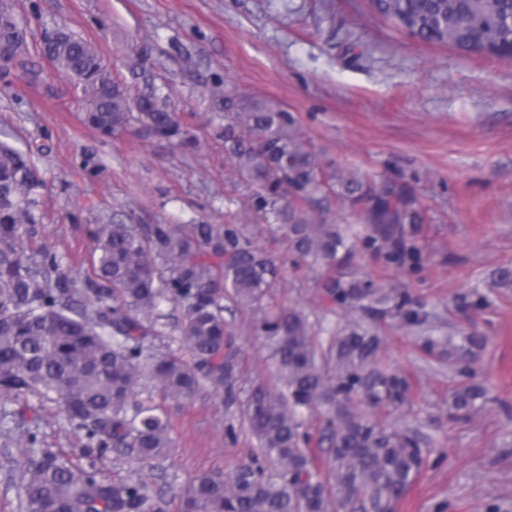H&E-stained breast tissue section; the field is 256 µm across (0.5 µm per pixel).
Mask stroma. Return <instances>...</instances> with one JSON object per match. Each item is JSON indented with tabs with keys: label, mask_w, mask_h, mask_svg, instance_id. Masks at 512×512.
Here are the masks:
<instances>
[{
	"label": "stroma",
	"mask_w": 512,
	"mask_h": 512,
	"mask_svg": "<svg viewBox=\"0 0 512 512\" xmlns=\"http://www.w3.org/2000/svg\"><path fill=\"white\" fill-rule=\"evenodd\" d=\"M30 30L29 73L0 74V140L32 150L44 186L33 208L36 234L25 252L45 248L64 271L89 270L101 218L127 224L248 225L253 243L282 269L264 307L320 315V269L293 255L271 220L247 205L215 131L222 122L209 90L215 80L281 103L324 162L372 185L393 182L426 215L420 259L389 264L360 251L345 274L405 291L431 312L433 332L473 333L485 347L476 366L490 400L470 416L448 417L456 379L427 356L416 333L384 314L376 324L383 366L405 375L399 408L362 407L367 418L415 425L432 438L427 467L395 512H512V61L421 43L384 22L368 0H12ZM64 27L93 43L132 93L165 86L167 104L197 144L185 152L147 140L130 123L104 138L84 124L74 83L42 55L47 30ZM143 54V79L130 56ZM258 311L228 316L245 360L240 387L276 385L278 367L255 332ZM143 399L162 406L171 447L154 469L86 448L57 402L1 395L0 512H21L27 431L72 466L95 467L112 482L141 477L162 512H180V495L200 474H231L256 449L250 433L224 434V397L202 387L185 402L162 400L143 382Z\"/></svg>",
	"instance_id": "1"
}]
</instances>
